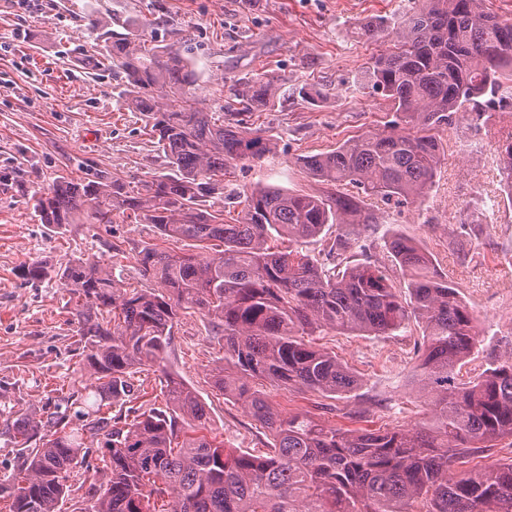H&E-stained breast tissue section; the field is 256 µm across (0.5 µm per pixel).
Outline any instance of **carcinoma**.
I'll return each mask as SVG.
<instances>
[{"label":"carcinoma","mask_w":512,"mask_h":512,"mask_svg":"<svg viewBox=\"0 0 512 512\" xmlns=\"http://www.w3.org/2000/svg\"><path fill=\"white\" fill-rule=\"evenodd\" d=\"M484 2L414 0L398 21L358 23L360 37L393 41L390 53L372 59L365 83L392 104L395 119L383 131L304 157L323 190L256 188L232 224L204 208L205 198L220 189L228 167L272 151L241 115L274 101L278 77L234 80L224 122L196 106L194 73L175 44L144 48L127 32L99 34L98 64L124 74L129 106L152 120L170 172L141 192L106 175L58 180L34 199L41 223L60 229L85 215L110 224L113 212L129 211L160 236L192 241L211 255L145 246L138 261L154 287L132 294L94 261L22 267L31 280L59 279L76 298L82 362L94 383L75 400L78 425L64 414L0 424V437L24 454L14 481L0 485L11 512H61L88 440L97 442L106 471L100 483L90 482L81 512H158L151 500L167 493L172 512H512V459L448 476L469 449L512 437V350L459 378L482 342L477 319L418 242L396 233L384 242L402 288L369 260L339 263L358 244L354 227L377 223L369 200L407 204L427 194L440 163L436 131L458 112L479 116L512 99V18ZM499 171L512 193V141L500 147ZM329 225L336 238L326 257L338 259L331 267L267 245L273 237L305 243ZM187 310L224 329L214 387L268 430V451L232 450L203 433L205 403L163 357ZM411 318L424 326L415 383L429 406L416 426L372 432L337 428L304 410L284 416L259 389L266 381L347 395L360 383L357 374L304 336L325 329L386 335ZM144 365L160 372L165 404L133 417L103 413L124 404Z\"/></svg>","instance_id":"cac0c4a2"}]
</instances>
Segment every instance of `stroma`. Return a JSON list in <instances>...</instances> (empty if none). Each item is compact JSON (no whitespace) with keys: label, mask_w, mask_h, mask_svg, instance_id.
Wrapping results in <instances>:
<instances>
[{"label":"stroma","mask_w":512,"mask_h":512,"mask_svg":"<svg viewBox=\"0 0 512 512\" xmlns=\"http://www.w3.org/2000/svg\"><path fill=\"white\" fill-rule=\"evenodd\" d=\"M409 7L408 0H0V411L13 407L40 419L64 411L62 395L83 373L74 301L58 279H23L22 266L89 259L140 289L148 285L138 263L143 246L187 248L122 214L109 224L83 220L57 230L33 209V196L63 177L105 174L137 190L167 171L145 115L129 108L119 76L98 67L87 18L105 29L125 24L148 46L158 38L151 22L166 18L186 42L196 94L209 110L223 104L233 79L278 76L275 105L249 118L274 150L232 169L223 191L207 199L220 210L227 194L267 185L316 192L304 156L385 129L392 106L361 81L371 58L392 44L359 40L353 26L399 18ZM314 82L324 97L311 105L297 90ZM439 136L441 163L423 201L379 205L376 223L360 227L362 248L352 256L388 264L384 239L392 230L420 242L478 319L484 342L468 364L478 370L512 349V204L496 162L498 145L512 137V102L480 117L457 113ZM476 200L488 205L487 220L467 232L461 224ZM312 341L346 362L361 386L333 399L266 385L282 413L308 410L332 424L374 430L426 418L411 380L421 324L382 336L326 330ZM223 355V333L190 312L174 327L164 357L205 403L213 435L226 447L261 453L271 442L267 432L212 384Z\"/></svg>","instance_id":"1"}]
</instances>
